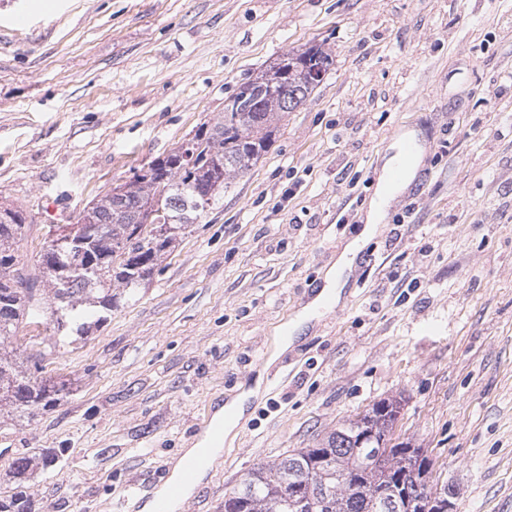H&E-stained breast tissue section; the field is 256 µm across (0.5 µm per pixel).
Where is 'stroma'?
<instances>
[{"label":"stroma","instance_id":"obj_1","mask_svg":"<svg viewBox=\"0 0 512 512\" xmlns=\"http://www.w3.org/2000/svg\"><path fill=\"white\" fill-rule=\"evenodd\" d=\"M0 0V206L35 271L60 225L291 50L333 63L268 153L137 297L47 367L70 393L0 431V495L144 512L214 411L219 462L180 512L383 399L455 512H512V0ZM413 181L337 281L396 133ZM336 308L316 312L323 286ZM60 450L18 482L12 461Z\"/></svg>","mask_w":512,"mask_h":512}]
</instances>
